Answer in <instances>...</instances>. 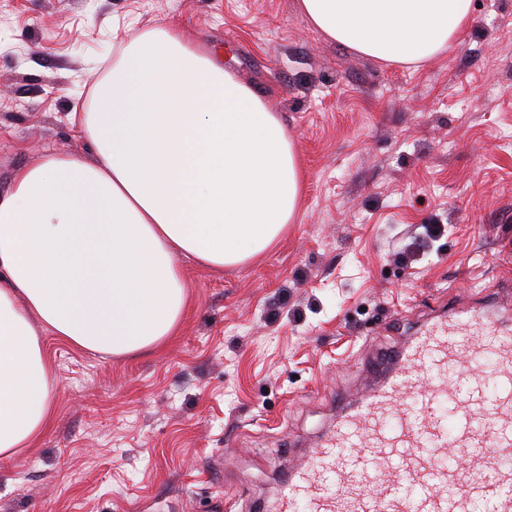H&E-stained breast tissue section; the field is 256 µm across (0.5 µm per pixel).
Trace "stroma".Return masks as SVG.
Returning <instances> with one entry per match:
<instances>
[{"instance_id": "stroma-1", "label": "stroma", "mask_w": 512, "mask_h": 512, "mask_svg": "<svg viewBox=\"0 0 512 512\" xmlns=\"http://www.w3.org/2000/svg\"><path fill=\"white\" fill-rule=\"evenodd\" d=\"M300 0H0V194L45 151L76 160L87 73L173 25L261 85L303 171L294 224L216 274L175 256V336L134 356L45 334L58 386L33 447L0 464V512H270L336 398L448 303L512 275V0H473L453 45L386 63L305 25Z\"/></svg>"}]
</instances>
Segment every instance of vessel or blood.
Returning a JSON list of instances; mask_svg holds the SVG:
<instances>
[{
	"label": "vessel or blood",
	"instance_id": "1",
	"mask_svg": "<svg viewBox=\"0 0 512 512\" xmlns=\"http://www.w3.org/2000/svg\"><path fill=\"white\" fill-rule=\"evenodd\" d=\"M485 335L507 347L491 386ZM465 338L473 367L449 378ZM368 367L383 380L340 410L279 512H512V323L456 307Z\"/></svg>",
	"mask_w": 512,
	"mask_h": 512
}]
</instances>
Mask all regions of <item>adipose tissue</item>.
<instances>
[{"label": "adipose tissue", "mask_w": 512, "mask_h": 512, "mask_svg": "<svg viewBox=\"0 0 512 512\" xmlns=\"http://www.w3.org/2000/svg\"><path fill=\"white\" fill-rule=\"evenodd\" d=\"M327 39L414 64L449 48L472 0H301ZM84 162L53 152L0 196V459L49 426V331L131 355L173 336L186 304L175 254L219 271L262 258L294 223L302 176L264 94L186 31H145L93 81Z\"/></svg>", "instance_id": "ef3b65f1"}]
</instances>
